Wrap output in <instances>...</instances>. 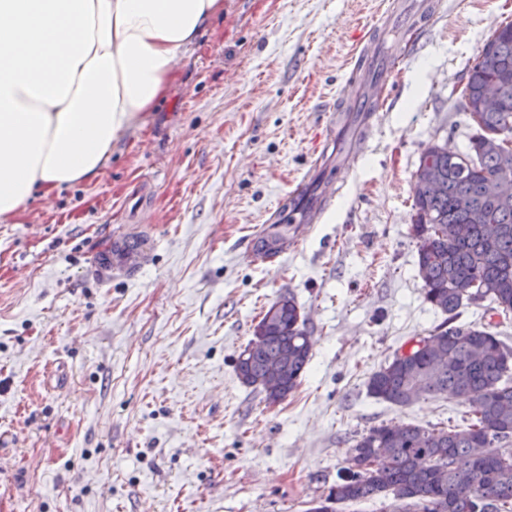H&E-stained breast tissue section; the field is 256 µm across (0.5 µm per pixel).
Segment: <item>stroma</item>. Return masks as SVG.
<instances>
[{"mask_svg": "<svg viewBox=\"0 0 512 512\" xmlns=\"http://www.w3.org/2000/svg\"><path fill=\"white\" fill-rule=\"evenodd\" d=\"M392 0H221L167 97L100 176L0 222V512H306L369 429L458 425L468 402L371 397L369 376L443 316L409 232L424 149L465 150L460 96L512 0H434L397 31L375 127L318 223L274 260L257 234L307 171L363 32ZM139 264L104 272L114 241ZM294 297L312 357L267 403L235 372L265 309ZM140 249V242L137 240L125 239L120 243H115L109 250L104 251L98 257V261L101 265L110 263L112 259H118L123 252H136ZM140 258V254L125 255L119 259L116 263L119 267L129 268L137 264Z\"/></svg>", "mask_w": 512, "mask_h": 512, "instance_id": "obj_1", "label": "stroma"}]
</instances>
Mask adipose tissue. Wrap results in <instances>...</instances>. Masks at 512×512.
<instances>
[{
  "mask_svg": "<svg viewBox=\"0 0 512 512\" xmlns=\"http://www.w3.org/2000/svg\"><path fill=\"white\" fill-rule=\"evenodd\" d=\"M219 0H0V221L95 180Z\"/></svg>",
  "mask_w": 512,
  "mask_h": 512,
  "instance_id": "1",
  "label": "adipose tissue"
}]
</instances>
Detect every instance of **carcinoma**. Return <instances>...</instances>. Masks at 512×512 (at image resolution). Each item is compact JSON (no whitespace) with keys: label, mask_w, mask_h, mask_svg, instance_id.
I'll use <instances>...</instances> for the list:
<instances>
[{"label":"carcinoma","mask_w":512,"mask_h":512,"mask_svg":"<svg viewBox=\"0 0 512 512\" xmlns=\"http://www.w3.org/2000/svg\"><path fill=\"white\" fill-rule=\"evenodd\" d=\"M502 82L501 108L479 110L491 80ZM463 106L476 126L461 152L459 170L448 172V149L429 145L442 190L414 177L410 233L418 241L417 273L424 300L445 315L430 334L434 347L393 355L369 378L379 400L409 406L423 396L465 399L475 407L464 424L378 426L355 443L350 466L325 498L307 512H334L333 504L390 496L389 512H512V347L486 324L460 323V309L490 301L503 320L512 318V196L485 194L491 178L512 177V147L493 149V133L512 126V23L496 28L484 44L463 88ZM485 224L500 235L487 240ZM464 225L467 233L451 234ZM140 249L125 239L98 257L105 265ZM312 354L310 333L291 296L272 302L254 336L236 359L241 382L265 391L267 369L285 367L279 403L300 385Z\"/></svg>","instance_id":"carcinoma-1"}]
</instances>
